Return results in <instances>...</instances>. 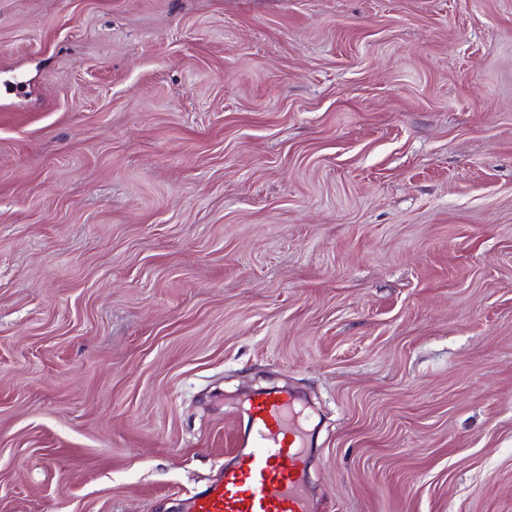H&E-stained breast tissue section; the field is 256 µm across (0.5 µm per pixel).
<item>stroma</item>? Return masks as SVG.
Here are the masks:
<instances>
[{"label":"stroma","mask_w":512,"mask_h":512,"mask_svg":"<svg viewBox=\"0 0 512 512\" xmlns=\"http://www.w3.org/2000/svg\"><path fill=\"white\" fill-rule=\"evenodd\" d=\"M273 386L319 512H512V0H0V512H184Z\"/></svg>","instance_id":"35a3bbf8"}]
</instances>
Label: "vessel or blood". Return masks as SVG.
<instances>
[{"instance_id": "b4317fda", "label": "vessel or blood", "mask_w": 512, "mask_h": 512, "mask_svg": "<svg viewBox=\"0 0 512 512\" xmlns=\"http://www.w3.org/2000/svg\"><path fill=\"white\" fill-rule=\"evenodd\" d=\"M308 444L286 393L255 399L223 475L195 494L188 512H316L307 484Z\"/></svg>"}]
</instances>
